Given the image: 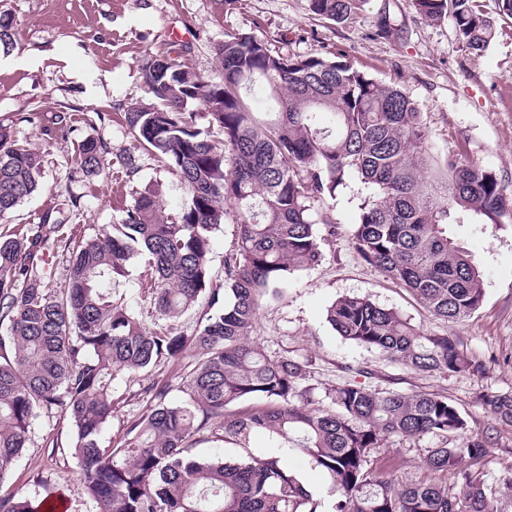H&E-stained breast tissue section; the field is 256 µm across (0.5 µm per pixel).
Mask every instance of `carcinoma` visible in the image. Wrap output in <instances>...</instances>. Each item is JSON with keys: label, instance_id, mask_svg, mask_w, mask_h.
Here are the masks:
<instances>
[{"label": "carcinoma", "instance_id": "cac0c4a2", "mask_svg": "<svg viewBox=\"0 0 512 512\" xmlns=\"http://www.w3.org/2000/svg\"><path fill=\"white\" fill-rule=\"evenodd\" d=\"M365 0H309L317 16L342 22ZM429 22L452 16L470 51L494 38L475 0H414ZM398 32L381 16L374 36ZM16 25L0 23V51L12 50ZM219 76L205 79L174 48L146 55L141 77L153 102L124 112L133 140L170 162L188 189L178 219L167 221L157 192L139 194L102 233L76 240L46 206L38 224L0 236V481L26 448L34 421L60 414L73 429L81 490L99 512H323L322 503L282 457L238 461L202 458L193 441L248 447L264 431L277 447L301 451L331 478L339 497L329 512H496L475 466L512 427V395L483 394L492 423L459 448L467 421L442 392L403 393L354 379L325 393L307 384V363L277 356L251 340L262 304L284 295L297 273L318 266L336 236L331 201L358 176L369 196L350 233L355 252L399 282L435 318L456 321L482 304L476 254L456 239L459 224L512 219L497 174L435 149L421 112L405 92L368 77L346 61L284 55L244 34L214 45ZM265 94L270 112L252 100ZM201 106L208 131L196 126ZM25 121L66 137L72 115L31 112ZM107 142L84 139L77 170L102 173ZM37 152L0 122V220L38 188ZM237 226L224 260V289H207L208 255L226 221ZM66 256L68 276L55 283L46 266ZM151 271L157 312L175 321L202 297L209 312L191 336L142 329L112 288L131 261ZM345 340L414 371L483 373L449 336L420 332L398 311L345 296L327 309ZM191 350L183 380L187 400L164 402L127 426L104 448L112 417V381L136 375ZM438 439L419 456L428 479L402 483L374 467L392 438ZM451 477L453 483L445 481ZM46 499H0V512H43Z\"/></svg>", "mask_w": 512, "mask_h": 512}]
</instances>
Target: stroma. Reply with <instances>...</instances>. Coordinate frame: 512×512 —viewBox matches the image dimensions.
<instances>
[{"label":"stroma","instance_id":"1","mask_svg":"<svg viewBox=\"0 0 512 512\" xmlns=\"http://www.w3.org/2000/svg\"><path fill=\"white\" fill-rule=\"evenodd\" d=\"M494 23L487 50L472 54L462 47L452 19L432 25L416 12L413 0H366L348 20L338 23L312 14L308 0H0V14L16 23L14 56L24 66H0V121L12 122L15 138L36 147L42 156L39 188L17 209L11 224H33L55 203L78 238H90L118 222L121 207L135 193L157 190L168 216H176L187 189L176 172L159 166L146 149L135 146L124 123L128 105L149 101L140 66L147 52L171 43L181 48L202 77L218 76L213 54L225 34L244 33L288 55L328 57L385 84L404 90L422 114L429 138L448 154L494 170L506 195L512 196V16L498 0H476ZM395 14L399 32L373 37L382 11ZM68 107L73 128L66 137L42 134L22 121L30 112ZM88 137L109 146L102 175L85 178L74 171V149ZM133 150L136 175H127L121 157ZM367 195L360 179L336 193V236L325 245L321 265L288 283L283 298L264 305L252 338L268 354L289 352L308 364V382L317 393L352 379L355 369L369 371L368 385L400 392L438 390L448 395L467 421V436L489 426L491 418L478 393L512 394V223L480 230L465 224L455 234L475 252L484 272V299L463 322L431 316L401 285L368 265L353 250L349 235L359 221ZM79 197L72 208L70 197ZM119 291L141 327L148 332L176 329L191 335L200 320L192 308L176 322L157 313L149 276L139 262ZM343 296H358L401 312L421 332L456 339L469 357L484 362L485 376L458 373L448 377L418 373L375 350L344 340L328 324V307ZM192 355L163 360L136 378L112 383L114 411L102 431L103 444L120 440L128 423L153 405L144 386H166V402L183 400L182 379ZM68 420L38 418L31 440L11 474L0 482V497H64L68 512H96L82 493L80 469L72 456ZM204 457L235 460L250 453L272 454V442L260 432L248 449L203 440L194 446ZM288 466L315 498L331 504L337 497L328 474L298 451H289ZM485 486L495 496L497 512H512V491L503 481L512 476V428L500 430L499 445L480 466Z\"/></svg>","mask_w":512,"mask_h":512}]
</instances>
